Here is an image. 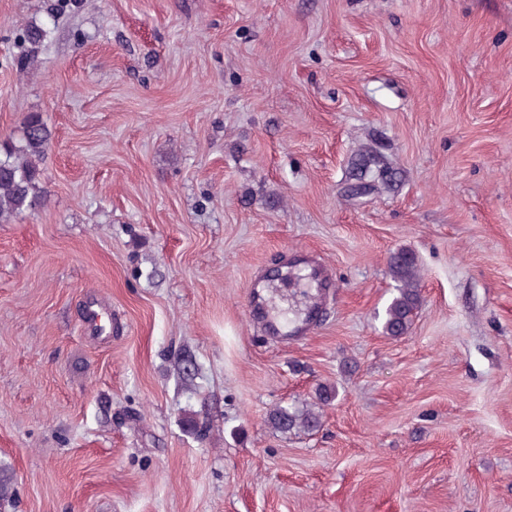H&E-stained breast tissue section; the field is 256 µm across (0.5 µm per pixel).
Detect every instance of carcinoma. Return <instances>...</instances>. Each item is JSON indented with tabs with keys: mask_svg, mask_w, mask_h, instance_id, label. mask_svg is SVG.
Instances as JSON below:
<instances>
[{
	"mask_svg": "<svg viewBox=\"0 0 512 512\" xmlns=\"http://www.w3.org/2000/svg\"><path fill=\"white\" fill-rule=\"evenodd\" d=\"M50 31L42 24L31 23L24 30V41L36 47L43 43ZM51 143V132L38 114L27 117L21 144H0V224L24 212L41 207L44 198L39 190V161ZM375 168L365 169L357 182L348 186L352 196H366L377 189L378 183L393 181L394 174L376 156L367 155ZM390 272L399 283L397 293L386 308L383 329L392 337L409 333L421 303L418 288L420 269L416 254L399 249L389 260ZM271 426L282 434L310 433L320 426V414L311 409L279 406L268 416Z\"/></svg>",
	"mask_w": 512,
	"mask_h": 512,
	"instance_id": "cac0c4a2",
	"label": "carcinoma"
}]
</instances>
